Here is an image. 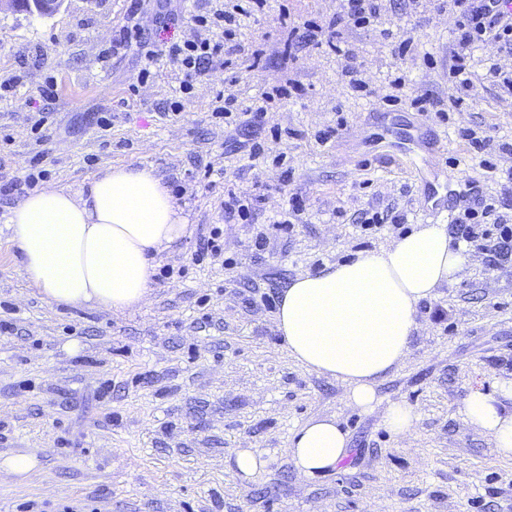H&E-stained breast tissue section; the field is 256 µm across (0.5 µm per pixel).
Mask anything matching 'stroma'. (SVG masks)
<instances>
[{
    "instance_id": "stroma-1",
    "label": "stroma",
    "mask_w": 512,
    "mask_h": 512,
    "mask_svg": "<svg viewBox=\"0 0 512 512\" xmlns=\"http://www.w3.org/2000/svg\"><path fill=\"white\" fill-rule=\"evenodd\" d=\"M128 0H65L54 15L0 11V458L35 450L39 469L21 484L0 483V512H512V459L466 425L459 409L470 390L512 375V260L495 267L481 253L419 307L410 354L377 387L379 403L348 404L346 383L307 370L289 354L274 309L297 276L316 273L385 247L399 231L362 230L366 213L405 214V229L432 223L420 208L422 183L406 155L383 132L418 123L413 104L440 101L430 114L445 135L449 171L480 181L512 225V93L487 77L490 63L512 70V55L474 48L473 86L452 108L448 81L454 19L424 0L420 12L386 9L381 26L347 28L349 62L366 82L354 91L344 58L329 49L287 54L291 26L326 23L340 0H267L244 20L243 48L230 67L198 79L188 97L168 62L138 83L136 51L99 52L126 22ZM197 0H183L175 25L156 21L146 0L137 22L152 44L190 34ZM413 38L395 51L381 28ZM55 98L42 102L46 78ZM296 85L297 94L276 98ZM240 110L265 95V125H224L212 117L217 91ZM183 109L171 114L172 99ZM47 108L42 139L30 116ZM112 116L99 135L97 114ZM345 120L340 135L320 132ZM467 127L490 136L492 168L457 135ZM265 155L252 160V144ZM150 166L171 189L193 228L162 254L146 304L126 312L49 303L16 273L5 216L15 201L3 188L44 169L57 186L76 189L110 166ZM208 186L191 182L205 168ZM263 187L248 220L224 217V192ZM304 212L292 229L273 227L291 194ZM224 229V260L194 261L197 236ZM267 246L253 247L256 235ZM400 399L420 419L416 435L397 438L383 424ZM318 415L336 416L349 439L339 469L299 477L289 461L293 431ZM239 448L262 451L266 473L245 483L228 467Z\"/></svg>"
}]
</instances>
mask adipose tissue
<instances>
[{
    "label": "adipose tissue",
    "instance_id": "1",
    "mask_svg": "<svg viewBox=\"0 0 512 512\" xmlns=\"http://www.w3.org/2000/svg\"><path fill=\"white\" fill-rule=\"evenodd\" d=\"M18 273L56 305L112 312L146 302L155 261L189 233L188 218L153 168L108 167L77 190L50 185L20 197L5 220ZM467 261L443 224H419L380 250L296 277L276 324L293 358L348 386L350 405L372 409L376 387L410 351L420 302ZM512 379L473 388L460 415L512 458ZM348 435L321 415L293 434L289 460L303 478L337 469Z\"/></svg>",
    "mask_w": 512,
    "mask_h": 512
}]
</instances>
